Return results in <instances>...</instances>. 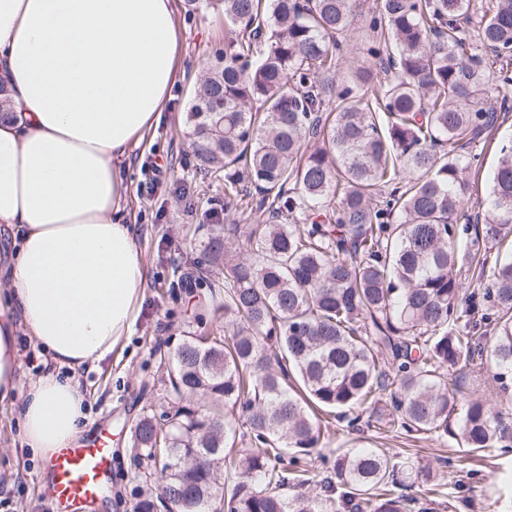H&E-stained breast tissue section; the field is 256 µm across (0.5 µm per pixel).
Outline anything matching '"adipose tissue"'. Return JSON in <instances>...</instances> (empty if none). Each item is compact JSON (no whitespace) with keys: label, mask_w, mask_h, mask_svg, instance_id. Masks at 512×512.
<instances>
[{"label":"adipose tissue","mask_w":512,"mask_h":512,"mask_svg":"<svg viewBox=\"0 0 512 512\" xmlns=\"http://www.w3.org/2000/svg\"><path fill=\"white\" fill-rule=\"evenodd\" d=\"M178 0H0V403L19 383L17 338L48 355L22 405L42 460L79 433L71 371L131 332L147 282L123 222L122 165L168 106L180 70Z\"/></svg>","instance_id":"ef3b65f1"}]
</instances>
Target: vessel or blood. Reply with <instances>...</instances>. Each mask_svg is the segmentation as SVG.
<instances>
[{"label":"vessel or blood","instance_id":"obj_1","mask_svg":"<svg viewBox=\"0 0 512 512\" xmlns=\"http://www.w3.org/2000/svg\"><path fill=\"white\" fill-rule=\"evenodd\" d=\"M112 448L106 436L74 441L51 461L49 499L53 512H79L99 498L110 479Z\"/></svg>","mask_w":512,"mask_h":512}]
</instances>
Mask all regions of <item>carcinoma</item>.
Returning a JSON list of instances; mask_svg holds the SVG:
<instances>
[{"label":"carcinoma","instance_id":"obj_1","mask_svg":"<svg viewBox=\"0 0 512 512\" xmlns=\"http://www.w3.org/2000/svg\"><path fill=\"white\" fill-rule=\"evenodd\" d=\"M220 2L231 36L195 92L196 150L263 220L209 238L224 325L171 353L166 433L148 414L132 430L156 485L135 512H432L410 491L439 473L384 448L338 452L318 492L288 491L315 470L318 412L363 408L465 456L512 448V414L448 381L475 365L512 387V258L463 297L458 274L484 280L487 259L454 229L474 200L475 239L512 243V148L486 196L466 177L512 110V0H377L370 65L339 80L357 0Z\"/></svg>","mask_w":512,"mask_h":512}]
</instances>
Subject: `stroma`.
Here are the masks:
<instances>
[{
  "instance_id": "35a3bbf8",
  "label": "stroma",
  "mask_w": 512,
  "mask_h": 512,
  "mask_svg": "<svg viewBox=\"0 0 512 512\" xmlns=\"http://www.w3.org/2000/svg\"><path fill=\"white\" fill-rule=\"evenodd\" d=\"M182 34L181 54L186 74L170 90L168 110L158 127L145 135L125 162L126 217L134 224L137 246L148 269L144 296L130 336L124 337L105 359L89 363L77 381L89 394L80 439L112 435V479L102 500L82 512H133L140 495L135 480L137 464L130 448L133 425L143 414L163 418L166 410L167 364L163 353L177 346L198 322L220 325L222 291L184 288L178 275L194 276V265L204 258L208 230L229 224L238 216L224 210V173H201L194 152L193 126L188 113L201 76L224 56L227 28L216 0H181L177 11ZM166 164L159 182H151L152 163ZM20 401L0 404V491L10 499L0 512H47L48 487L38 454L23 439ZM327 445L331 448L388 449L436 462L449 456L453 441L430 434L411 438L401 428L382 431L359 423L333 421ZM467 475L453 467L444 476L436 497V512H512V489L498 481L512 471V453L494 452L470 460Z\"/></svg>"
}]
</instances>
